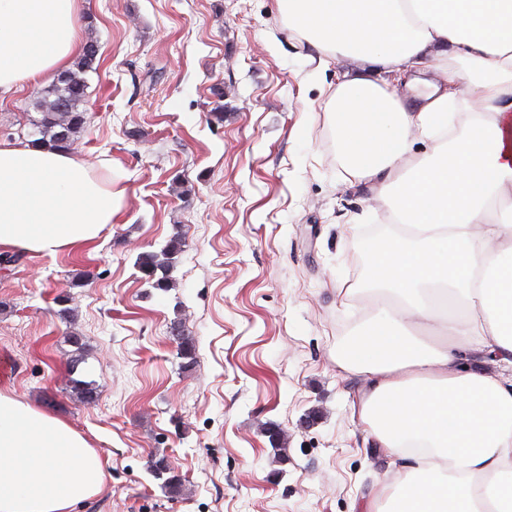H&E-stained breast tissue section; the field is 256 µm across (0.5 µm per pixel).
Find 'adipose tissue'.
<instances>
[{
  "instance_id": "obj_1",
  "label": "adipose tissue",
  "mask_w": 512,
  "mask_h": 512,
  "mask_svg": "<svg viewBox=\"0 0 512 512\" xmlns=\"http://www.w3.org/2000/svg\"><path fill=\"white\" fill-rule=\"evenodd\" d=\"M84 2L0 0V99L72 64ZM279 2L319 65L349 62L325 106L339 156L349 177L387 193L402 228L370 245L373 309L337 351L370 378L353 406L369 441L412 460L367 512H512V0ZM424 63L447 68L448 82L419 102L381 81ZM463 85L476 103H463ZM458 106L468 117L452 133ZM430 139L434 153L412 154ZM114 214L111 183L83 161L0 141V248L53 256L96 241ZM417 325L466 339L468 364ZM106 478L65 419L0 389V512H74Z\"/></svg>"
}]
</instances>
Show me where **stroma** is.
<instances>
[{
  "label": "stroma",
  "instance_id": "stroma-1",
  "mask_svg": "<svg viewBox=\"0 0 512 512\" xmlns=\"http://www.w3.org/2000/svg\"><path fill=\"white\" fill-rule=\"evenodd\" d=\"M78 25L100 51L71 153L120 198L93 244L0 268V388L108 459L75 512H362L403 462L352 414L366 382L336 351L367 308L337 292L362 280L363 243L399 227L337 155L325 99L342 69L315 70L277 0H88ZM37 90L0 101L1 141L25 138ZM176 233L164 293L134 263ZM176 318L196 346L189 371ZM73 332L87 345L74 373ZM73 375L96 382L95 401L76 399ZM155 455L185 476L182 495L161 489Z\"/></svg>",
  "mask_w": 512,
  "mask_h": 512
}]
</instances>
